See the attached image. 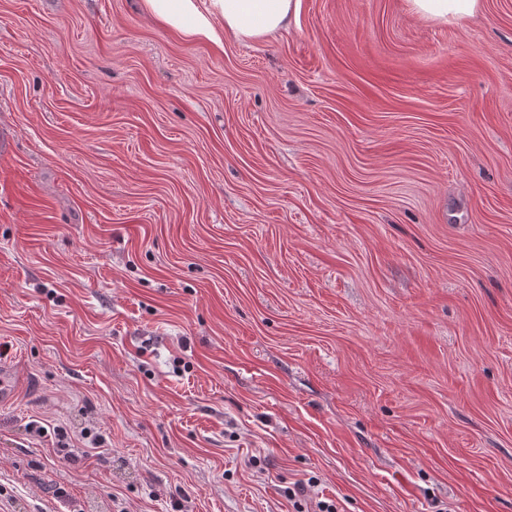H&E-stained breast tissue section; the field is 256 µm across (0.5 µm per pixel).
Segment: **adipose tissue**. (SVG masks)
<instances>
[{
	"label": "adipose tissue",
	"mask_w": 512,
	"mask_h": 512,
	"mask_svg": "<svg viewBox=\"0 0 512 512\" xmlns=\"http://www.w3.org/2000/svg\"><path fill=\"white\" fill-rule=\"evenodd\" d=\"M415 13L448 24L475 14L481 0H410ZM162 26L185 38L223 46L225 39L256 41L287 29L300 0H141Z\"/></svg>",
	"instance_id": "obj_1"
}]
</instances>
